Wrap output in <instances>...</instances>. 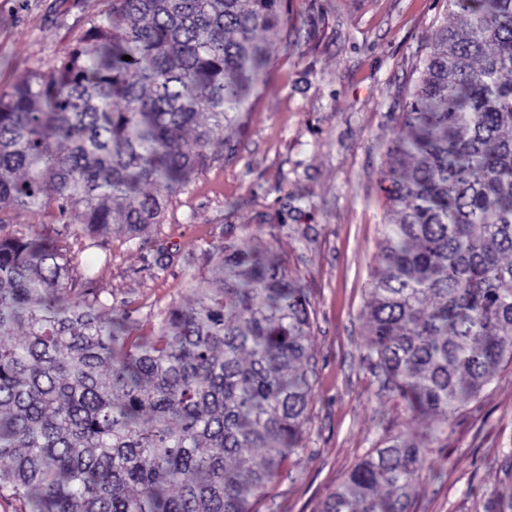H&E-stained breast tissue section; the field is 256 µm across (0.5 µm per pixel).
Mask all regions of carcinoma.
Instances as JSON below:
<instances>
[{
    "label": "carcinoma",
    "instance_id": "obj_1",
    "mask_svg": "<svg viewBox=\"0 0 512 512\" xmlns=\"http://www.w3.org/2000/svg\"><path fill=\"white\" fill-rule=\"evenodd\" d=\"M446 2L386 150L365 312L377 380L434 439L512 364V0ZM284 4L108 0L96 54L0 91V498L16 512H259L302 448L312 318L284 261L224 245L144 336L93 261L10 224L52 210L84 251L114 225L146 236L254 110ZM427 451L386 441L318 512H411ZM484 509L512 512V484Z\"/></svg>",
    "mask_w": 512,
    "mask_h": 512
}]
</instances>
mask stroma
Listing matches in <instances>:
<instances>
[{
  "label": "stroma",
  "instance_id": "obj_1",
  "mask_svg": "<svg viewBox=\"0 0 512 512\" xmlns=\"http://www.w3.org/2000/svg\"><path fill=\"white\" fill-rule=\"evenodd\" d=\"M106 0H0V90L51 66ZM290 22L254 112L173 196L141 243L100 240L97 286L150 334L187 303L216 248L286 259L306 288L317 374L303 447L261 512H316L365 453L396 435L424 438L425 419L373 375L365 310L387 200L380 173L403 135L397 115L428 54L444 0H288ZM512 473V366L481 404L429 443L412 512H484Z\"/></svg>",
  "mask_w": 512,
  "mask_h": 512
}]
</instances>
